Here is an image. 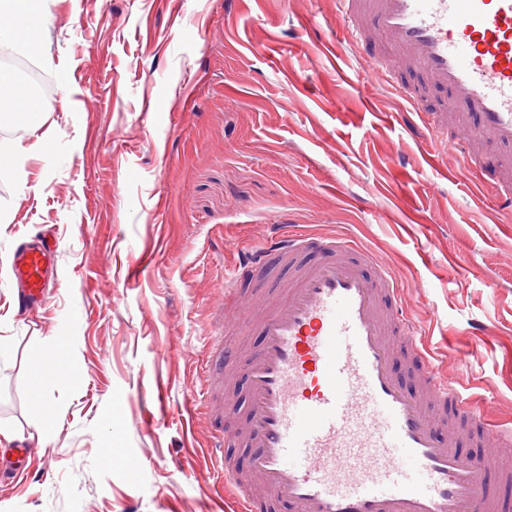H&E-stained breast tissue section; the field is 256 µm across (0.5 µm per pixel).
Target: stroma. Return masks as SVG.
Returning a JSON list of instances; mask_svg holds the SVG:
<instances>
[{
  "label": "stroma",
  "mask_w": 512,
  "mask_h": 512,
  "mask_svg": "<svg viewBox=\"0 0 512 512\" xmlns=\"http://www.w3.org/2000/svg\"><path fill=\"white\" fill-rule=\"evenodd\" d=\"M40 125L0 112V448L43 445L0 512H211V285L279 211L387 263L436 365L512 425V214L430 167L434 136L333 0H41ZM60 243L59 290L18 312L11 250ZM152 264L127 283L131 253ZM169 380L168 414L139 420Z\"/></svg>",
  "instance_id": "stroma-1"
}]
</instances>
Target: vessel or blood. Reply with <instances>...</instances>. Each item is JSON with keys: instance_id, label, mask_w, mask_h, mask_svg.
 I'll use <instances>...</instances> for the list:
<instances>
[{"instance_id": "vessel-or-blood-1", "label": "vessel or blood", "mask_w": 512, "mask_h": 512, "mask_svg": "<svg viewBox=\"0 0 512 512\" xmlns=\"http://www.w3.org/2000/svg\"><path fill=\"white\" fill-rule=\"evenodd\" d=\"M344 32L373 76L405 74L402 93L426 117L453 170L479 175L512 211V0H336ZM445 92L456 114L432 110ZM287 212L217 281L225 304L213 340L242 326L257 341L201 395L238 416L211 448L216 512L234 492L240 512H505L512 428L438 367L400 303L385 261L336 233H294ZM19 301L44 303L58 280L57 246L23 240L12 254ZM406 359L409 389L397 368ZM168 381L146 384L151 427ZM249 447L239 471L227 449ZM471 443L463 453L462 443ZM28 443L0 454V482L32 473Z\"/></svg>"}]
</instances>
